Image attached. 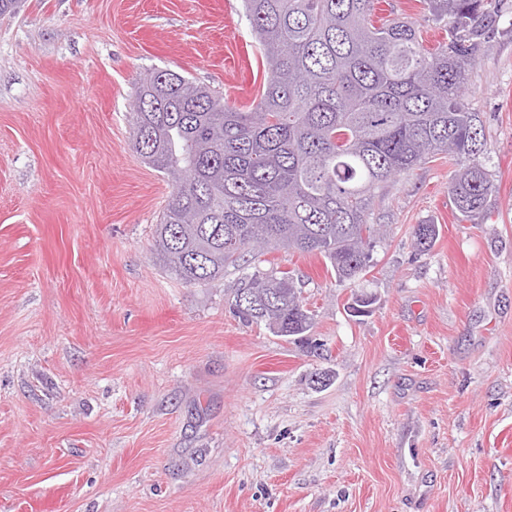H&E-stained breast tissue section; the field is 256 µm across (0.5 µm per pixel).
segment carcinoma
Here are the masks:
<instances>
[{
    "mask_svg": "<svg viewBox=\"0 0 512 512\" xmlns=\"http://www.w3.org/2000/svg\"><path fill=\"white\" fill-rule=\"evenodd\" d=\"M448 41L424 48L415 22L372 21L375 0H242L268 66L244 112L168 69L139 80L132 142L172 185L154 249L189 285L206 286L263 249L317 255L341 281L362 278L375 243L372 199L390 179L437 155L457 169L448 196L464 217L490 209L497 186L481 161L487 141L465 101L468 75L490 46L493 0H423ZM435 224L414 228L429 250ZM233 313L276 336H302L313 316L291 271L241 278Z\"/></svg>",
    "mask_w": 512,
    "mask_h": 512,
    "instance_id": "1",
    "label": "carcinoma"
}]
</instances>
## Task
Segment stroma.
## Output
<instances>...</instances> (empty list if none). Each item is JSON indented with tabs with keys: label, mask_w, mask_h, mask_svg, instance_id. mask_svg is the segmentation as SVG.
Returning a JSON list of instances; mask_svg holds the SVG:
<instances>
[{
	"label": "stroma",
	"mask_w": 512,
	"mask_h": 512,
	"mask_svg": "<svg viewBox=\"0 0 512 512\" xmlns=\"http://www.w3.org/2000/svg\"><path fill=\"white\" fill-rule=\"evenodd\" d=\"M466 99L497 194L459 215L435 158L370 204L384 236L301 276L319 350L242 324L241 274L190 286L154 229L169 178L132 147L138 78L249 108L241 0H26L0 16V512H512V0ZM431 222L435 245L412 231ZM374 294L370 314L347 310Z\"/></svg>",
	"instance_id": "35a3bbf8"
}]
</instances>
